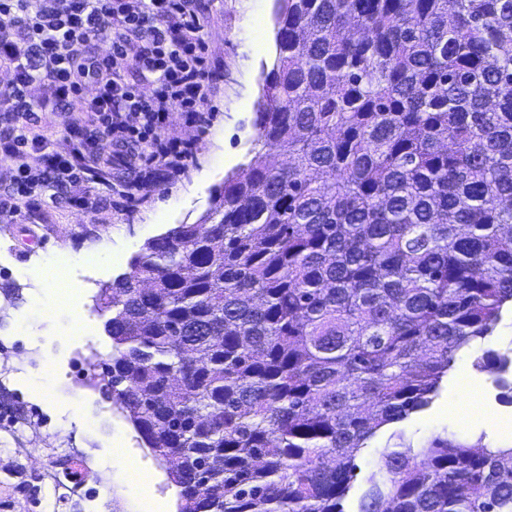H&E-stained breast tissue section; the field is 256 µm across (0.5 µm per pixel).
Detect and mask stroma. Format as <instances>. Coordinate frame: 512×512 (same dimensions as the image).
<instances>
[{"label": "stroma", "mask_w": 512, "mask_h": 512, "mask_svg": "<svg viewBox=\"0 0 512 512\" xmlns=\"http://www.w3.org/2000/svg\"><path fill=\"white\" fill-rule=\"evenodd\" d=\"M273 11L274 0H202L217 116L184 173L156 175L154 187L129 211L118 196L88 180L22 214L0 213V287L10 284L17 289L0 316V341L23 343L19 369L8 375L6 392L23 406L29 405L35 390L50 392L44 410L53 430L61 431L68 447L104 473L112 512H143L147 496L159 503V512H176L177 489L126 412L87 386L78 373L84 357L95 352L105 358L112 352V341L104 332L108 315L98 310L94 297L100 287L127 272L130 259L149 239L180 224L200 223L225 178L251 161L257 103L264 75L276 59L275 50H257L254 31L262 29L266 38H274ZM87 189L97 194L93 215L72 202ZM96 247L107 248L108 257L87 268L80 256ZM35 251L47 260L59 252L68 254L64 290L46 287L44 270L28 259ZM498 394L495 372L475 371L469 355L460 354L428 410L398 427L381 429L357 453L352 489L342 502L344 512H357L359 496L380 464L382 449L418 448L446 432L471 444L511 446L512 433L502 422L512 421V405L500 402ZM56 451L44 433L31 431L25 423L8 432L0 430V456L11 455L16 464ZM130 459L148 476L136 487L130 485L124 467ZM36 485L33 495L0 478V512H52L50 471H42Z\"/></svg>", "instance_id": "35a3bbf8"}]
</instances>
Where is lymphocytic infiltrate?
Masks as SVG:
<instances>
[{"instance_id":"obj_1","label":"lymphocytic infiltrate","mask_w":512,"mask_h":512,"mask_svg":"<svg viewBox=\"0 0 512 512\" xmlns=\"http://www.w3.org/2000/svg\"><path fill=\"white\" fill-rule=\"evenodd\" d=\"M0 65L12 73L0 90V112L23 121L0 141V159L15 163L4 200L21 212L38 195L85 181L105 160L110 140L131 181L113 190L137 201L150 175L179 173L193 160L209 125L210 62L197 0H0ZM111 30L109 51L97 46ZM41 88L35 98L31 88ZM182 112L186 135L166 138L170 112ZM40 112L64 115V130L52 139L32 121ZM44 166L24 164L27 151Z\"/></svg>"}]
</instances>
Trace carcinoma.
Segmentation results:
<instances>
[{"mask_svg": "<svg viewBox=\"0 0 512 512\" xmlns=\"http://www.w3.org/2000/svg\"><path fill=\"white\" fill-rule=\"evenodd\" d=\"M277 2L255 156L96 298L86 383L178 512H343L357 452L512 304V0ZM369 482L358 512H512V447L385 448Z\"/></svg>", "mask_w": 512, "mask_h": 512, "instance_id": "cac0c4a2", "label": "carcinoma"}]
</instances>
